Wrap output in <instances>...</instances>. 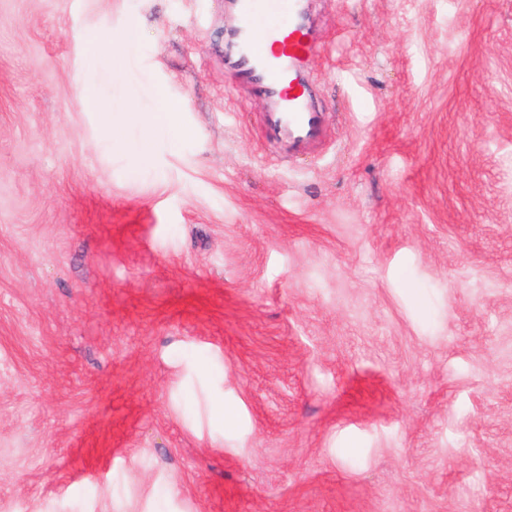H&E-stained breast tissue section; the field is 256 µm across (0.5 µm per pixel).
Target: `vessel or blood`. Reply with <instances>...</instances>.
I'll return each instance as SVG.
<instances>
[{
    "mask_svg": "<svg viewBox=\"0 0 512 512\" xmlns=\"http://www.w3.org/2000/svg\"><path fill=\"white\" fill-rule=\"evenodd\" d=\"M325 44L314 0H224V75L238 95L260 104V136L279 159L325 145L330 118L311 70Z\"/></svg>",
    "mask_w": 512,
    "mask_h": 512,
    "instance_id": "b4317fda",
    "label": "vessel or blood"
}]
</instances>
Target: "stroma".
<instances>
[{
    "mask_svg": "<svg viewBox=\"0 0 512 512\" xmlns=\"http://www.w3.org/2000/svg\"><path fill=\"white\" fill-rule=\"evenodd\" d=\"M323 15L285 164L220 0H0V512H512V0Z\"/></svg>",
    "mask_w": 512,
    "mask_h": 512,
    "instance_id": "obj_1",
    "label": "stroma"
}]
</instances>
